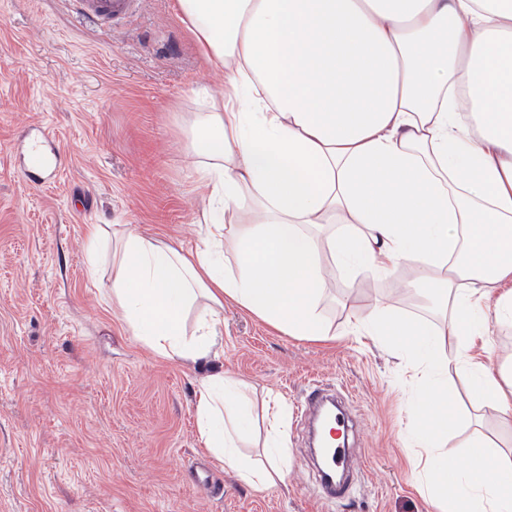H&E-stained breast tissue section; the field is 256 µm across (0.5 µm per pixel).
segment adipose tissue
I'll return each mask as SVG.
<instances>
[{"instance_id":"adipose-tissue-1","label":"adipose tissue","mask_w":512,"mask_h":512,"mask_svg":"<svg viewBox=\"0 0 512 512\" xmlns=\"http://www.w3.org/2000/svg\"><path fill=\"white\" fill-rule=\"evenodd\" d=\"M202 55L224 73L192 140L211 198L212 243L193 254L124 230L112 256V300L155 354L220 359V314L233 301L291 336L325 339L327 262L390 275L418 261L412 287L451 305L459 353L439 355L433 326L375 303L372 335L420 373L414 439L430 459L415 482L437 512H512V457L472 438L462 458L442 441L448 366L473 398L500 408L512 432V366L469 356L474 338L512 323V0H177ZM205 316L187 337L195 304ZM270 424L266 461L238 450L255 413ZM198 435L254 489L286 483L285 404L263 410L236 378L205 376Z\"/></svg>"}]
</instances>
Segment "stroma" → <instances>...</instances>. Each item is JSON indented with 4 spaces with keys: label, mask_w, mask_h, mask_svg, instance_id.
Wrapping results in <instances>:
<instances>
[{
    "label": "stroma",
    "mask_w": 512,
    "mask_h": 512,
    "mask_svg": "<svg viewBox=\"0 0 512 512\" xmlns=\"http://www.w3.org/2000/svg\"><path fill=\"white\" fill-rule=\"evenodd\" d=\"M223 82L175 0H142L111 29L83 21L71 0H0V512H436L412 479L426 463L411 441L412 369L379 337L345 333L386 300L441 331V356L456 353L445 305L402 290L415 262L332 279L321 304L338 333L329 341L225 302L216 364L159 357L127 328L112 302V236L87 273L92 224L204 248L209 189L188 146L208 110L202 89ZM41 125L59 141L51 185L23 171V136ZM217 368L255 404L284 400L287 483L250 488L203 447L195 392ZM312 382L345 396L360 421L362 472L340 502L316 491L302 411ZM448 387L449 455L479 433L512 456V434L473 400L466 373L449 369ZM200 460L218 491L193 482Z\"/></svg>",
    "instance_id": "35a3bbf8"
}]
</instances>
